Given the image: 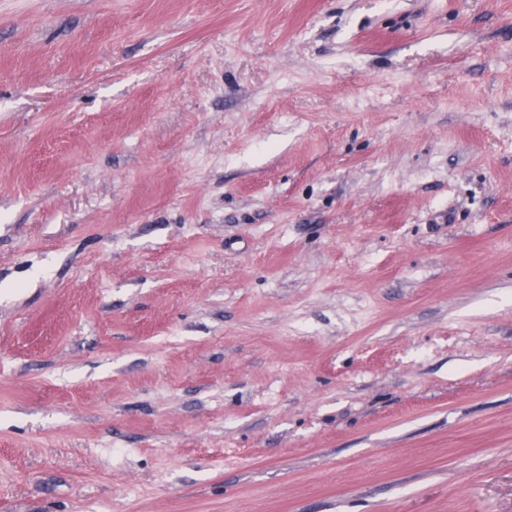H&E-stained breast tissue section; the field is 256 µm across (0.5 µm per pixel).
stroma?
Segmentation results:
<instances>
[{"instance_id": "1", "label": "stroma", "mask_w": 512, "mask_h": 512, "mask_svg": "<svg viewBox=\"0 0 512 512\" xmlns=\"http://www.w3.org/2000/svg\"><path fill=\"white\" fill-rule=\"evenodd\" d=\"M0 512H512V0H0Z\"/></svg>"}]
</instances>
